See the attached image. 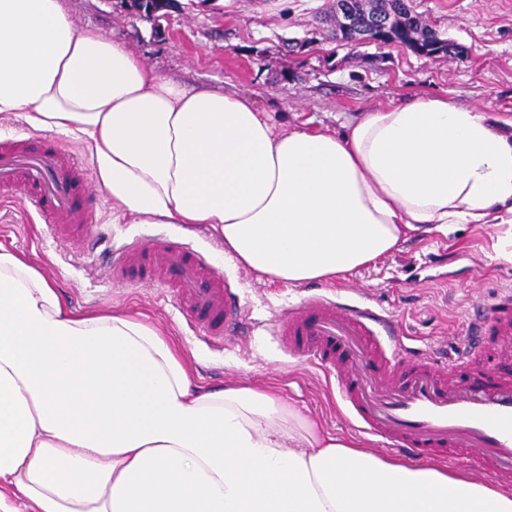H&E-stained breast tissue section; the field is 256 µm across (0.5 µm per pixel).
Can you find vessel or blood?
<instances>
[{"label": "vessel or blood", "instance_id": "obj_1", "mask_svg": "<svg viewBox=\"0 0 512 512\" xmlns=\"http://www.w3.org/2000/svg\"><path fill=\"white\" fill-rule=\"evenodd\" d=\"M0 197L51 223L58 241L80 242L84 254L108 244L112 283L165 289L203 339L219 342L249 328L223 271L188 244L156 238L110 245L96 222L85 171L63 144L1 143ZM270 331L291 358L334 377L347 417L362 433L395 452L461 461L512 482V378L477 384L460 377L482 360L487 337H498L501 352L512 353L511 288L499 289L491 305L474 312L454 357L410 346L386 310L325 291L303 296Z\"/></svg>", "mask_w": 512, "mask_h": 512}]
</instances>
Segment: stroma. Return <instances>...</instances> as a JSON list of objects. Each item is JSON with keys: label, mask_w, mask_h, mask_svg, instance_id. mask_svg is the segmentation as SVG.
I'll return each mask as SVG.
<instances>
[{"label": "stroma", "mask_w": 512, "mask_h": 512, "mask_svg": "<svg viewBox=\"0 0 512 512\" xmlns=\"http://www.w3.org/2000/svg\"><path fill=\"white\" fill-rule=\"evenodd\" d=\"M460 51L427 57L398 44H349L334 34L336 0H177L170 20L129 11L122 0H63L88 25L189 86L241 91L284 127L312 123L333 132L403 97L445 95L512 117V0H406ZM97 221L114 244L156 233L189 242L221 268L255 322L251 336L213 345L187 326L177 303L147 284L116 286L95 258L60 245L50 225L19 204L0 210V243L22 253L80 310L141 314L189 358L199 382L248 381L271 388L316 416L332 434L385 454L380 442L344 418L333 381L289 360L266 325L310 292V285L262 282L224 257L209 225L130 224L98 193ZM512 287V224H459L449 234H411L375 265L335 282L396 315L423 345L454 346L466 317L498 289Z\"/></svg>", "instance_id": "obj_1"}]
</instances>
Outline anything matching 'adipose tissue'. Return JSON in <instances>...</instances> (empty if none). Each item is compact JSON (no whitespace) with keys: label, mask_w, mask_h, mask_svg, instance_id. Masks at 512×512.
I'll list each match as a JSON object with an SVG mask.
<instances>
[{"label":"adipose tissue","mask_w":512,"mask_h":512,"mask_svg":"<svg viewBox=\"0 0 512 512\" xmlns=\"http://www.w3.org/2000/svg\"><path fill=\"white\" fill-rule=\"evenodd\" d=\"M8 114L82 142L131 223L211 225L261 280L333 282L418 230L512 223V136L490 108L423 95L339 133L281 129L62 0H0ZM0 512H512V491L370 453L269 388L202 386L142 315L68 307L0 245Z\"/></svg>","instance_id":"ef3b65f1"}]
</instances>
